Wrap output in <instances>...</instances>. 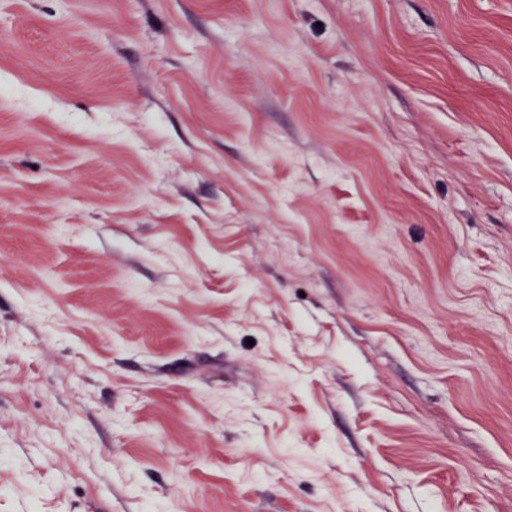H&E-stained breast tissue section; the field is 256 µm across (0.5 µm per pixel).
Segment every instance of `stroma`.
<instances>
[{
  "label": "stroma",
  "instance_id": "stroma-1",
  "mask_svg": "<svg viewBox=\"0 0 512 512\" xmlns=\"http://www.w3.org/2000/svg\"><path fill=\"white\" fill-rule=\"evenodd\" d=\"M0 512H512V0H0Z\"/></svg>",
  "mask_w": 512,
  "mask_h": 512
}]
</instances>
